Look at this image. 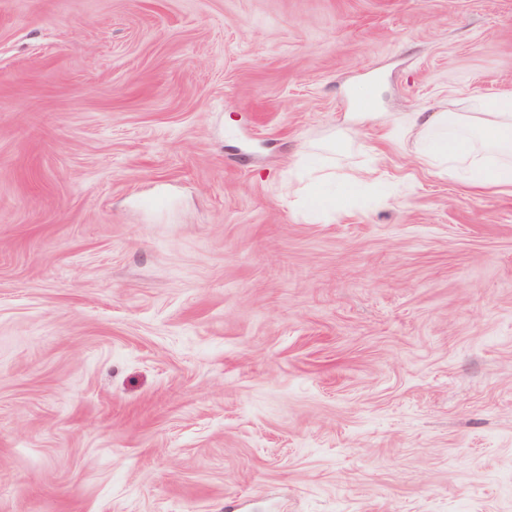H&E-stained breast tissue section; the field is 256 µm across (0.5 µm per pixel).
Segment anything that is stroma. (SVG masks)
Returning <instances> with one entry per match:
<instances>
[{"mask_svg":"<svg viewBox=\"0 0 512 512\" xmlns=\"http://www.w3.org/2000/svg\"><path fill=\"white\" fill-rule=\"evenodd\" d=\"M505 97L512 0H0V512H512V193L409 122Z\"/></svg>","mask_w":512,"mask_h":512,"instance_id":"35a3bbf8","label":"stroma"}]
</instances>
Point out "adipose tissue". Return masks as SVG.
Here are the masks:
<instances>
[{"instance_id":"ef3b65f1","label":"adipose tissue","mask_w":512,"mask_h":512,"mask_svg":"<svg viewBox=\"0 0 512 512\" xmlns=\"http://www.w3.org/2000/svg\"><path fill=\"white\" fill-rule=\"evenodd\" d=\"M418 158L443 173H465L469 185L512 188V99H476L461 112L413 116Z\"/></svg>"}]
</instances>
